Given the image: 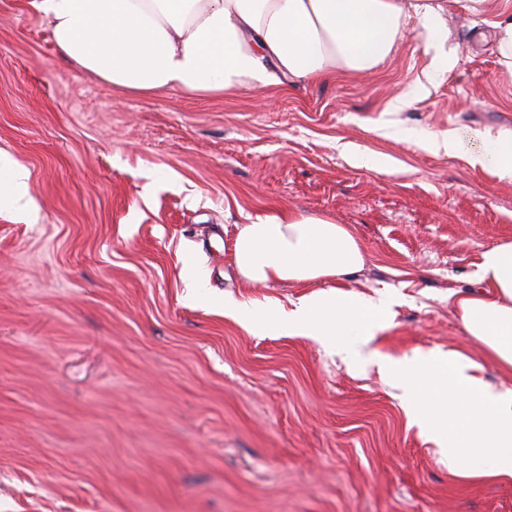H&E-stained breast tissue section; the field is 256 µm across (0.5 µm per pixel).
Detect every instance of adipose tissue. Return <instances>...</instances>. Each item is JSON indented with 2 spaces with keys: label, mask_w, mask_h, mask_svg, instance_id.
I'll use <instances>...</instances> for the list:
<instances>
[{
  "label": "adipose tissue",
  "mask_w": 512,
  "mask_h": 512,
  "mask_svg": "<svg viewBox=\"0 0 512 512\" xmlns=\"http://www.w3.org/2000/svg\"><path fill=\"white\" fill-rule=\"evenodd\" d=\"M55 45L76 70L124 91L156 95L178 89L220 96L244 84L304 85L340 71L366 73L392 53L410 20L436 25L443 0H31ZM472 165L512 180V133L490 136ZM27 172L0 167V209L37 223ZM233 263L252 286H310L290 311L246 309L241 320L262 334L311 336L346 352L375 336L373 298L342 289L360 271L363 247L346 225L278 211L240 225ZM486 288L458 297L467 336L512 372V242L485 251ZM403 387L411 419L437 445L448 469L512 483V389L485 383L481 366L456 351L430 358L379 359Z\"/></svg>",
  "instance_id": "1"
}]
</instances>
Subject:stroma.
Instances as JSON below:
<instances>
[{"mask_svg":"<svg viewBox=\"0 0 512 512\" xmlns=\"http://www.w3.org/2000/svg\"><path fill=\"white\" fill-rule=\"evenodd\" d=\"M445 2L367 73L198 98L87 77L0 0V158L40 215L0 210V512H512V484L449 473L377 366L236 318L309 291L245 285L239 225L326 217L366 251L348 287L384 299L371 349L457 350L512 388L455 310L512 241V182L469 161L474 131L512 132L500 0ZM450 134L461 152L428 150ZM492 41L499 63L506 68L512 77V7L498 14L492 23Z\"/></svg>","mask_w":512,"mask_h":512,"instance_id":"35a3bbf8","label":"stroma"}]
</instances>
